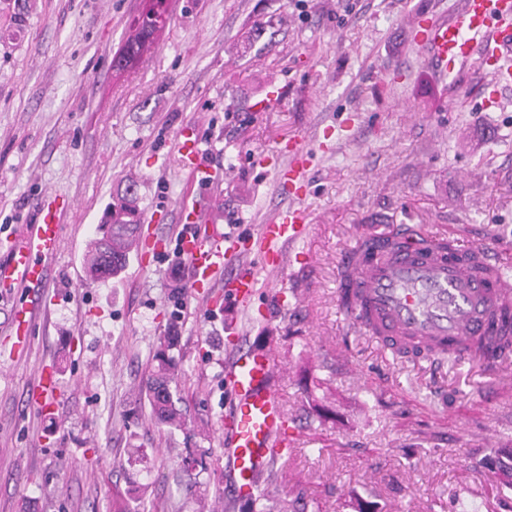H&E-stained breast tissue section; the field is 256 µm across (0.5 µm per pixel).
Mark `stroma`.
<instances>
[{
    "label": "stroma",
    "mask_w": 512,
    "mask_h": 512,
    "mask_svg": "<svg viewBox=\"0 0 512 512\" xmlns=\"http://www.w3.org/2000/svg\"><path fill=\"white\" fill-rule=\"evenodd\" d=\"M464 0H167L141 58L114 59L148 0H0V244L26 237L40 200L63 206L46 285L0 288V512H251L226 491L225 329L275 345L294 446L274 501L307 512H512L485 465L512 448V367L411 360L356 331L336 296L338 261L360 236L403 225L455 232L512 254V86L484 109L479 60L439 74L410 33ZM281 90L282 102L261 103ZM191 130L213 180L182 169ZM308 153L306 269L265 284L241 316L190 291L176 236L184 202L242 240L297 201L277 189L281 148ZM132 207L167 250L87 279L84 255L110 209ZM36 304L13 351L12 315ZM185 422L154 424L143 393L160 340ZM52 408L32 400L45 371Z\"/></svg>",
    "instance_id": "stroma-1"
}]
</instances>
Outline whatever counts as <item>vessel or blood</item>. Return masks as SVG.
I'll use <instances>...</instances> for the list:
<instances>
[{"label": "vessel or blood", "instance_id": "obj_1", "mask_svg": "<svg viewBox=\"0 0 512 512\" xmlns=\"http://www.w3.org/2000/svg\"><path fill=\"white\" fill-rule=\"evenodd\" d=\"M433 68L453 73L472 57L491 67L493 85L512 82V0H465L450 19L431 22L416 34ZM179 152L193 180L204 182L211 169L201 162L199 141L186 135ZM307 161L292 146L278 173L277 188L302 195ZM184 213L194 231L182 242L193 290H212L223 277L224 292L241 312H250L259 290V272L292 269L300 254L294 246L304 234L301 208L278 210L260 225L256 238L215 230L193 206ZM58 207L38 208L30 234L9 243L0 263V287L35 288L45 278V259L59 249L62 233ZM257 253L260 268L241 264ZM338 305L359 331L390 349L417 347L444 355L481 339L512 332V260L498 258L480 244L463 248L421 228L368 235L345 251L338 262ZM278 359L271 348H232L224 369L233 410L224 418V457L234 498L253 497L273 452L283 444L285 418L276 379Z\"/></svg>", "mask_w": 512, "mask_h": 512}]
</instances>
